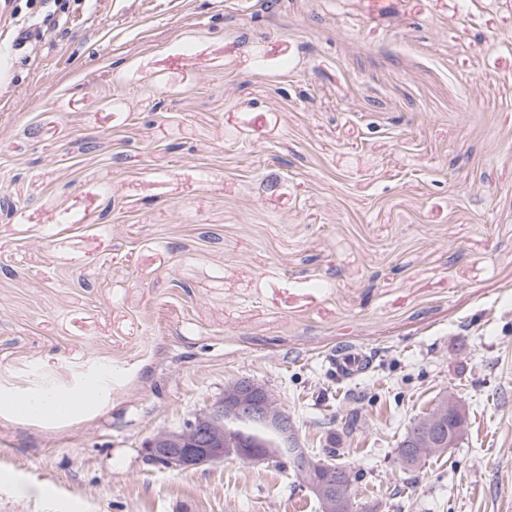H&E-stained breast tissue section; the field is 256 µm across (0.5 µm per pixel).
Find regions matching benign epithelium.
<instances>
[{"mask_svg": "<svg viewBox=\"0 0 512 512\" xmlns=\"http://www.w3.org/2000/svg\"><path fill=\"white\" fill-rule=\"evenodd\" d=\"M453 414L462 417L465 408L454 398L445 397L414 423L408 447L418 449L415 459L455 447V442L438 437L440 427ZM251 423L269 430L270 439H250L245 425ZM139 456L148 466L173 471L198 469L228 458L284 463L316 494L321 512H348L354 501V474L335 463L336 440H331L323 456L306 448L278 395L246 376L227 382L215 404L197 411L183 425L153 432L141 444Z\"/></svg>", "mask_w": 512, "mask_h": 512, "instance_id": "7a95c632", "label": "benign epithelium"}]
</instances>
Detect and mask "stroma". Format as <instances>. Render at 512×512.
I'll return each instance as SVG.
<instances>
[{
	"mask_svg": "<svg viewBox=\"0 0 512 512\" xmlns=\"http://www.w3.org/2000/svg\"><path fill=\"white\" fill-rule=\"evenodd\" d=\"M37 9L17 50L0 0V512H320L271 464H140L238 376L357 512H512V0ZM446 394L462 437L403 472ZM336 372L349 378L367 372L371 360L360 349H341L336 353ZM88 396L99 398L100 394L94 390L86 389L80 396L68 397L58 394H41L32 399H26V401L29 410L32 412L59 417L66 416L77 410Z\"/></svg>",
	"mask_w": 512,
	"mask_h": 512,
	"instance_id": "obj_1",
	"label": "stroma"
}]
</instances>
